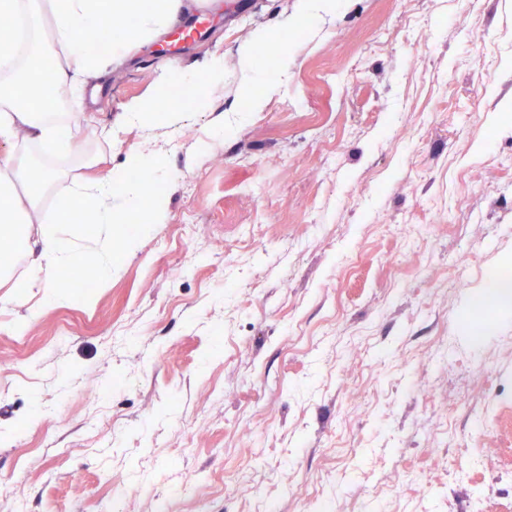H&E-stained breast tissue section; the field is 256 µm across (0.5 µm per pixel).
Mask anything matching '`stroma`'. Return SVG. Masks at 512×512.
I'll use <instances>...</instances> for the list:
<instances>
[{
	"label": "stroma",
	"instance_id": "obj_1",
	"mask_svg": "<svg viewBox=\"0 0 512 512\" xmlns=\"http://www.w3.org/2000/svg\"><path fill=\"white\" fill-rule=\"evenodd\" d=\"M223 2L205 36L167 33L63 103L87 117L63 176L88 152L98 177L162 157L166 218L69 305L0 288V512H104L115 487L153 512L188 480L177 512H512V435L493 468L431 464L476 440L456 365L496 367L478 405L512 427V308L480 294L512 265V0H338L298 34L296 0ZM258 28L260 80L237 56ZM206 57V106L125 122L169 60ZM230 457L250 492L224 483ZM411 468L425 492L399 491Z\"/></svg>",
	"mask_w": 512,
	"mask_h": 512
}]
</instances>
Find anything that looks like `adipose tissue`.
I'll list each match as a JSON object with an SVG mask.
<instances>
[{
    "label": "adipose tissue",
    "mask_w": 512,
    "mask_h": 512,
    "mask_svg": "<svg viewBox=\"0 0 512 512\" xmlns=\"http://www.w3.org/2000/svg\"><path fill=\"white\" fill-rule=\"evenodd\" d=\"M210 0H0V141L9 150L0 154V223L17 228L16 248L22 251L30 275L15 276L14 263L0 259V282H11L18 289L40 286L48 300L67 304L65 293L53 286L56 270L69 268L82 259L84 251L95 256L99 286H107L117 270L121 251L112 234L113 225L123 223L130 209L147 211L151 223H162L166 202L131 177L132 170L161 173L160 158L127 151L122 166L110 169L107 180L75 179L58 197L53 214L42 211L44 186L59 179L55 160L72 153L71 130L82 113L59 114L55 97L44 95L34 74L24 71L23 59L12 52L16 39L14 19L37 21L51 18L57 57L55 84L73 93L89 82L106 77L152 45L190 7L201 8ZM108 29L112 46L102 53L86 43L83 33ZM171 79L184 82L198 104H205L211 91L224 78V67L211 59L193 71L172 64ZM162 80L153 95L133 101L127 117L148 122L158 115L177 120L181 105L172 99L170 81ZM40 170L41 184L33 186V170ZM99 225L100 233L91 244H84L80 226Z\"/></svg>",
    "instance_id": "ef3b65f1"
}]
</instances>
